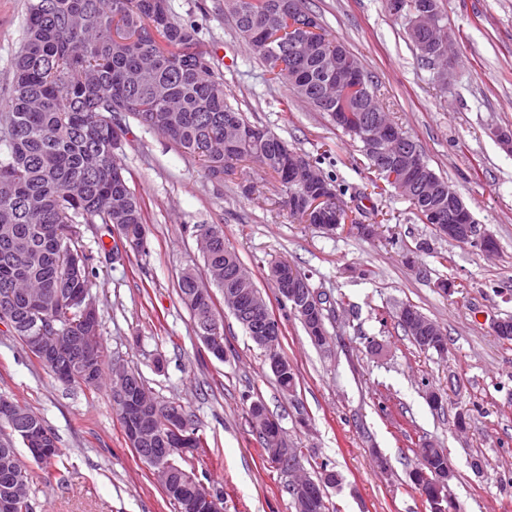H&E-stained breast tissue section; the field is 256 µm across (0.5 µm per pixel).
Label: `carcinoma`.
Returning <instances> with one entry per match:
<instances>
[{
	"mask_svg": "<svg viewBox=\"0 0 512 512\" xmlns=\"http://www.w3.org/2000/svg\"><path fill=\"white\" fill-rule=\"evenodd\" d=\"M307 17L317 32L296 29L281 38L305 44L297 61L267 52L271 32ZM224 16L262 62L272 79L318 111L332 108L319 84L336 60V41L323 32L322 20L306 0H224ZM199 30L178 20L169 0H27L23 37L12 66L8 110L0 112V323L20 342L35 332L65 336L79 321L76 310L49 296L40 307L34 298L48 289L90 287L89 258L78 247L80 224H120L124 233L142 235L143 209L130 189L116 150L124 129L112 114L126 112L157 131L183 153L201 161L206 177L222 182L235 165L256 155L286 192L290 217L305 221L298 203L301 188L289 184L281 146L271 131L239 150L215 153L224 140V119L250 122L226 98L224 75L198 48ZM372 92L374 115L394 124L380 101L378 84L364 75ZM317 175L314 188L343 196L347 188L324 174L305 152ZM80 255V279L66 276L72 255ZM209 281L224 290V266L244 268L234 249L219 245L203 252ZM196 336L215 319L213 300L190 309ZM398 321L410 337L422 334L430 319L412 310ZM104 364L88 377H59L68 384L99 385ZM260 439L276 421L267 410L251 414ZM17 432L0 419V500L17 499L16 512H32L33 481L18 487L12 475L28 468L15 446Z\"/></svg>",
	"mask_w": 512,
	"mask_h": 512,
	"instance_id": "1",
	"label": "carcinoma"
}]
</instances>
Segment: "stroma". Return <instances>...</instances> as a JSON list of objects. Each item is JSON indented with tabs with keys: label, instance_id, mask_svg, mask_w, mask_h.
Segmentation results:
<instances>
[{
	"label": "stroma",
	"instance_id": "1",
	"mask_svg": "<svg viewBox=\"0 0 512 512\" xmlns=\"http://www.w3.org/2000/svg\"><path fill=\"white\" fill-rule=\"evenodd\" d=\"M26 0H0V111L8 100ZM180 21L200 30L199 47L224 75L229 102L319 159L345 185L351 223L325 232L293 221L281 185L254 162L231 180H208L200 162L131 116L118 150L130 188L141 200L144 250L108 260L117 225H80L91 258L90 293L108 358L139 371L160 400L194 415L204 449L187 455L201 482L224 498V512H294L289 476L271 464L247 414L262 399L313 472L326 461L340 483L328 498L337 512H429L410 481L418 448L446 449L456 512H512V341L491 319L512 318V147L495 130L512 129V0H443L441 24L453 47L447 83L421 63L406 36V15L384 0H307L327 33L342 41L377 81L387 110L447 179L498 249L485 254L422 223L409 202L376 185L357 143L324 113L291 98L224 20V0H170ZM262 187L246 197L244 180ZM371 224L373 235L358 231ZM222 228L251 271L282 327L279 351L297 385L283 393L264 351L245 334L214 292L224 322V357L193 332L178 281L203 271L193 234ZM287 262L330 299L326 345L312 344L288 315L268 277ZM452 291H444L443 283ZM412 305L437 322L446 350L424 352L397 325ZM443 397L432 408L429 391ZM31 408L55 433L69 466L38 473L35 512H177L150 469L129 447L112 409L109 381L68 387L50 375L0 323V396ZM466 413L468 427L455 425ZM385 457L380 469L377 457Z\"/></svg>",
	"mask_w": 512,
	"mask_h": 512
}]
</instances>
